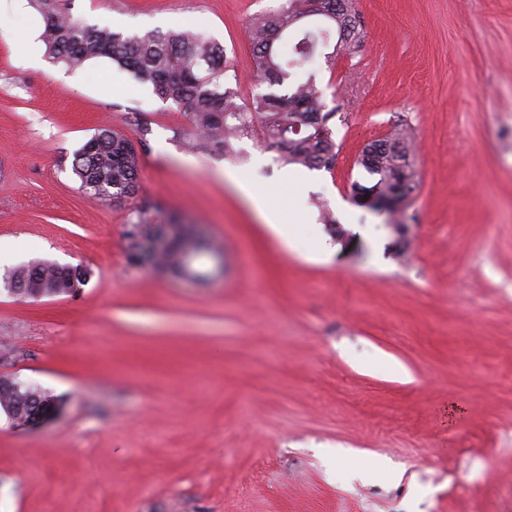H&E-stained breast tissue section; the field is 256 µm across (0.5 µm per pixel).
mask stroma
<instances>
[{
	"instance_id": "stroma-1",
	"label": "stroma",
	"mask_w": 512,
	"mask_h": 512,
	"mask_svg": "<svg viewBox=\"0 0 512 512\" xmlns=\"http://www.w3.org/2000/svg\"><path fill=\"white\" fill-rule=\"evenodd\" d=\"M126 34L221 44L247 103L250 18L285 0H62ZM360 41L310 72L335 115L332 169L280 203L262 131L236 157L185 149L180 107L105 58H49L34 4L0 0V276L83 265L75 296L0 287V376L65 400L37 428L0 411V512H512V0H358ZM415 135L409 226L355 205L362 149ZM146 139L139 192L85 195L76 150L101 127ZM335 221L321 223L312 198ZM203 225L224 274L129 264L140 201ZM330 246L315 256V238ZM234 188L250 203H252L255 208L259 211L261 217L266 222L268 227H270L274 233L278 234L282 238L286 239V234H288V241H290V236L293 232L292 226L295 224H285L286 223V213L285 211L278 207L267 203L266 201L259 199L256 197L251 189L249 183L238 173L233 171H228L224 173ZM285 226H288L285 227Z\"/></svg>"
}]
</instances>
